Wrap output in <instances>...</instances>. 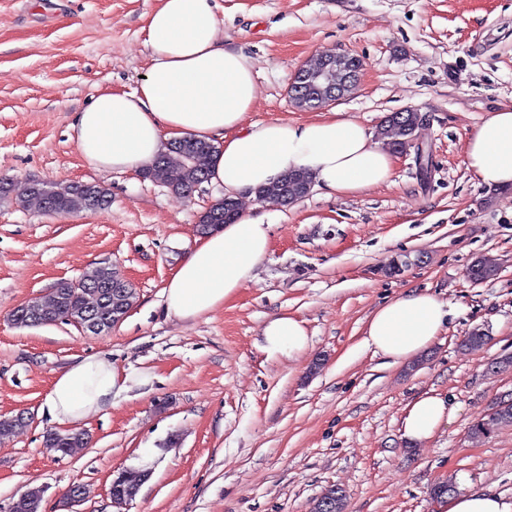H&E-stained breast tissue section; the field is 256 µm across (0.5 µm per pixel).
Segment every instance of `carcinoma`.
Returning a JSON list of instances; mask_svg holds the SVG:
<instances>
[{"label": "carcinoma", "instance_id": "cac0c4a2", "mask_svg": "<svg viewBox=\"0 0 512 512\" xmlns=\"http://www.w3.org/2000/svg\"><path fill=\"white\" fill-rule=\"evenodd\" d=\"M360 69L362 61L354 55L338 53L331 57L322 52L315 54L299 68L306 82L298 96L290 99V102L298 109H318L327 88L343 82L348 72ZM420 122V115L416 112H392L382 120L378 136L389 149L401 152L410 146ZM216 152L217 146L209 142L183 137L159 154L153 166L145 172V177L165 183L175 193L189 197L208 178L210 163ZM313 184L308 172L290 171L277 182L259 189L256 197L260 201L274 199L288 205L306 197ZM12 195L23 203H34L40 210L51 214L102 210L111 203L108 189L98 183L57 187L36 180L23 183L0 181V199ZM240 215L239 201L225 196L200 216L198 233L205 235L217 227L232 224ZM468 273L489 280L496 276V268L487 260L477 258L468 267ZM135 300V289L120 278L116 269L96 266L76 281H58L46 296L17 307L12 318L19 327H35L92 315L98 320L97 334L105 335L112 330V316L127 314ZM511 425V412L498 415L488 428L482 418L470 426L468 437L479 440L503 426ZM87 442V434L80 430L50 431L43 440L49 451L62 456ZM43 497L44 489L30 488L27 490V500L16 502L12 512H36L41 508ZM345 506V491L331 485L316 498L312 512H345Z\"/></svg>", "mask_w": 512, "mask_h": 512}]
</instances>
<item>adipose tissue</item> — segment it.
Wrapping results in <instances>:
<instances>
[{
  "label": "adipose tissue",
  "instance_id": "1",
  "mask_svg": "<svg viewBox=\"0 0 512 512\" xmlns=\"http://www.w3.org/2000/svg\"><path fill=\"white\" fill-rule=\"evenodd\" d=\"M215 0H159L145 27L150 60L134 92H100L76 116L73 139L87 164L102 172L149 168L170 138L218 144L211 182L252 198L284 173L304 170L319 188L356 194L388 182L389 150L357 121L329 115L306 123L245 124L255 102L252 67L224 46ZM466 162L490 187H512V104L502 105L470 135ZM271 246V227L240 217L205 235L163 290L169 316L190 320L223 305L253 277ZM448 306L427 291L410 290L369 318L363 343L402 362L429 349L442 333ZM303 321L282 314L263 329L265 352L294 357L308 346ZM111 363L89 356L58 374L45 405L59 423L75 424L112 403L125 389ZM455 405L424 394L401 419L403 439L422 444L454 418ZM443 512H512V497L469 492L444 499Z\"/></svg>",
  "mask_w": 512,
  "mask_h": 512
}]
</instances>
